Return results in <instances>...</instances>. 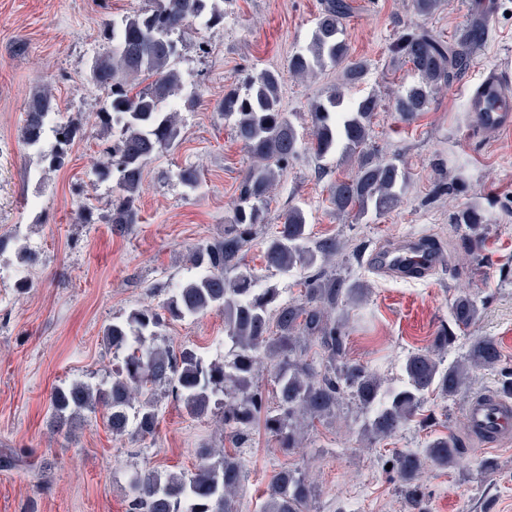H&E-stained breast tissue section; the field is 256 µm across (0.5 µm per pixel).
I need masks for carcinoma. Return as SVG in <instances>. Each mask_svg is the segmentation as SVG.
<instances>
[{
	"label": "carcinoma",
	"mask_w": 512,
	"mask_h": 512,
	"mask_svg": "<svg viewBox=\"0 0 512 512\" xmlns=\"http://www.w3.org/2000/svg\"><path fill=\"white\" fill-rule=\"evenodd\" d=\"M348 10L346 0H325L310 42L288 59L290 75L303 77L344 63V86L364 79L367 61H349L343 23ZM198 18L214 26L224 21V12L216 0H147L145 7L112 22V53L95 59L90 68L91 81L108 99L105 110L97 113L98 123L112 128L115 137L108 161L94 170L100 181L116 180L111 224L139 222L136 200L147 165L179 144L177 109L171 105L181 88L180 74L172 65L174 37ZM483 35L481 27L470 29L448 45L424 29L399 34L389 52L393 59L410 65L419 81L391 99L398 117L412 122L427 111L432 93L450 84L454 71ZM281 80L280 72L262 70L244 90L224 93L220 111L253 159L237 187V204L224 225V236L190 250V262L200 273L177 285L162 311L134 309L126 319L105 326L104 341L125 352L123 366L102 386L76 381L55 388L51 406L57 431L87 410L101 412L114 435L126 434L132 425L136 435L152 436L159 424L153 393L168 387L185 412L196 418L211 414L216 397L224 395L220 422L235 448L247 447L259 417L279 448H298L302 423L332 415L345 394L369 412L364 431L380 441L403 429L428 395L454 397L466 387L469 370L495 368L501 362L498 344L487 336L474 338L460 361L446 365L439 357L456 342V330L470 326L480 315L477 303L468 296L454 301L452 326H442L428 350L406 358L402 385L390 386L347 358L345 308L362 302L368 285L327 271L340 242L332 237L313 238L306 214L299 208L288 209L283 222L266 237L263 259L266 268L281 275L299 267L307 270L304 298L297 304L280 303L278 289L259 287L258 276L243 262V252L259 226L267 223L270 193L300 144L296 127L281 106ZM380 106L381 99L374 94L346 106L344 93L337 87L310 109L316 156L323 159L340 148L358 158L357 173L334 181L330 189L334 212L356 222L392 211L408 181L399 165L377 158L368 149L372 120ZM52 111V95L35 90L26 102L20 139L25 148L40 152L48 167L59 168L80 136L81 126L55 120ZM48 132L53 144L46 151ZM177 177L191 189L200 183L193 166L180 168ZM452 223L464 230L463 245L469 252L479 253L488 223L482 206L463 207L453 213ZM214 309L224 312L230 360L206 362L189 349L177 352L154 342L157 329L166 322ZM313 339L319 340L325 353L319 365L305 358L306 343ZM262 369L275 390L273 408L265 406L258 385ZM458 448L450 433L429 440L423 455L403 451L395 456L393 469L411 508L424 512L416 480L426 461L451 465ZM198 456L199 464L190 473L146 470L135 475L129 486L128 512H235L234 499L244 479L240 457L213 447L199 449ZM315 495L316 486L306 474L285 468L267 488L264 512H305Z\"/></svg>",
	"instance_id": "cac0c4a2"
}]
</instances>
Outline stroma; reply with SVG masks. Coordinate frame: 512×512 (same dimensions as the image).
I'll list each match as a JSON object with an SVG mask.
<instances>
[{"instance_id":"stroma-1","label":"stroma","mask_w":512,"mask_h":512,"mask_svg":"<svg viewBox=\"0 0 512 512\" xmlns=\"http://www.w3.org/2000/svg\"><path fill=\"white\" fill-rule=\"evenodd\" d=\"M345 38L351 55L367 60L365 80L347 99L375 94L382 106L372 123L370 150L408 175L399 205L380 217L355 222L329 203L336 178L352 174L355 160L335 154L318 159L304 149L291 158L268 206V222L245 251L261 284L280 290L281 301L300 300L305 270L283 276L266 270L264 240L289 208L305 211L313 237H333L344 250L331 270L365 281L369 292L350 309L347 354L392 385L401 365L429 346L451 322L462 295L481 308L479 319L458 331L445 362L460 360L477 336L497 340L500 369H475L455 397H435L396 436L371 442L364 436L366 411L344 399L333 417L305 430L301 447L278 448L256 431L241 457L245 478L237 512H263L273 475L288 468L317 486L308 512H411L389 463L396 450L422 451L438 436L455 434L462 446L453 465L428 463L419 478L427 512H512V436L498 442L472 433L465 416L474 398L498 393L502 371H512V131L486 134L466 105L483 73L512 81V0H444L430 16L417 15L410 0H348ZM324 0H224V21L205 27L192 21L179 37L175 63L184 88L177 98L181 142L145 169L129 229L108 223L113 182L93 174L107 159L111 133L96 114L105 95L91 84V63L110 47L112 20L133 13L145 0H0V512H127L131 478L141 470L191 471L201 446L221 447L227 436L217 415L188 416L170 389L158 390L159 426L153 438L113 436L101 415L84 414L71 436L50 426L52 390L83 381L101 384L121 367L124 354L102 337L106 325L141 306L161 307L171 288L196 274L187 261L194 245L223 235L237 187L251 158L219 105L247 74H284L282 104L300 135H309L311 103L340 84L342 68L326 67L300 80L288 75V59L310 40ZM485 34L452 83L437 91L414 122L389 105L397 89L418 80L409 65L393 61L389 45L407 28L422 27L454 42L474 23ZM52 91L60 121L74 120L82 134L59 170L22 148L25 104L35 89ZM201 171L197 189L176 172ZM479 201L489 222L479 258L467 256L452 224L455 210ZM93 209L89 224L79 204ZM419 237L435 242L444 263L423 279L383 272L374 257L383 248ZM38 261L24 262L27 253ZM224 315L166 323L155 338L220 360ZM493 460V480L476 465Z\"/></svg>"}]
</instances>
